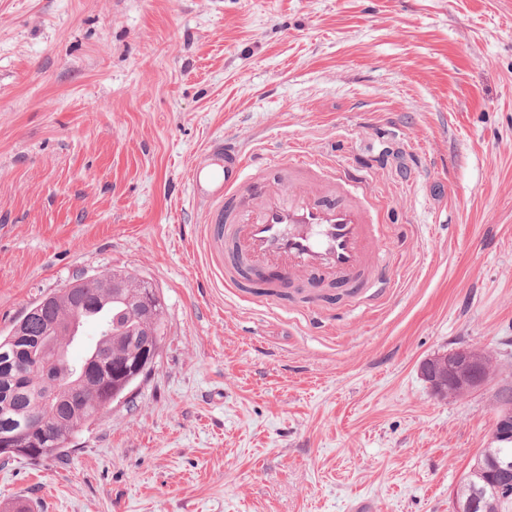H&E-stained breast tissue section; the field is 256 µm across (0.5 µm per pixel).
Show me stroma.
I'll return each instance as SVG.
<instances>
[{"mask_svg": "<svg viewBox=\"0 0 512 512\" xmlns=\"http://www.w3.org/2000/svg\"><path fill=\"white\" fill-rule=\"evenodd\" d=\"M363 170L378 302L228 288L216 138ZM152 282L155 374L0 512H449L512 385V0H0V333L73 275ZM491 357L440 399L424 359Z\"/></svg>", "mask_w": 512, "mask_h": 512, "instance_id": "1", "label": "stroma"}]
</instances>
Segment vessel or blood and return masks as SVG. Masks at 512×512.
<instances>
[{"label": "vessel or blood", "instance_id": "1", "mask_svg": "<svg viewBox=\"0 0 512 512\" xmlns=\"http://www.w3.org/2000/svg\"><path fill=\"white\" fill-rule=\"evenodd\" d=\"M191 169L193 198L211 212L206 243L224 260V285L241 286L238 260L276 283L304 282L349 293L390 284L375 253L380 222L364 176L294 156L287 166L253 163L234 141L216 139Z\"/></svg>", "mask_w": 512, "mask_h": 512}]
</instances>
